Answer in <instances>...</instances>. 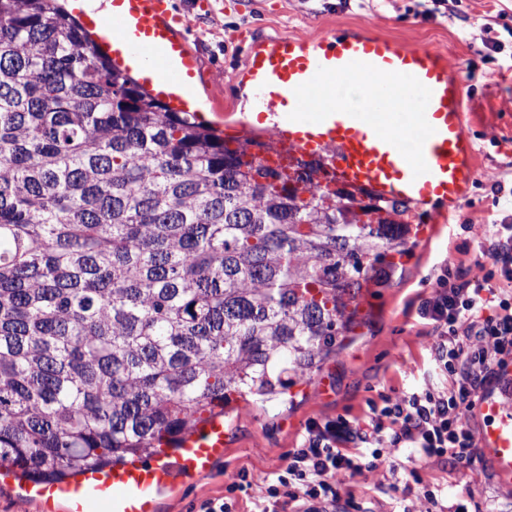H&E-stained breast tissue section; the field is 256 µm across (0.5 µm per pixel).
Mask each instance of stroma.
Here are the masks:
<instances>
[{
  "label": "stroma",
  "mask_w": 512,
  "mask_h": 512,
  "mask_svg": "<svg viewBox=\"0 0 512 512\" xmlns=\"http://www.w3.org/2000/svg\"><path fill=\"white\" fill-rule=\"evenodd\" d=\"M190 3L175 0L187 17L189 47L212 71L195 88L208 103L207 122L225 129L257 125L254 104L238 80L253 36L329 37L367 24L390 39L447 55L464 86L466 128L479 154L467 197L448 223L432 225V210L424 208L422 242L402 260L392 287L375 290L372 317L354 342L328 360L293 403L257 406L226 422L223 458L177 492L161 495L156 512H194L202 499L225 495L240 468L259 483L285 469L310 420L366 417L368 400L381 396L401 401L429 369L433 339L416 319L418 297L431 293L442 261L467 267L483 261L484 225L496 210L491 186L512 182V156L499 150L501 140L512 138V0H458L454 10L428 18L415 15L417 0H212L209 15L195 13ZM490 37L501 41L500 52L486 48ZM380 454L378 466L336 474L342 494L353 495L362 512H430L427 486L440 488L452 504L469 495L491 512H512V484L498 482L489 465L447 467L408 448Z\"/></svg>",
  "instance_id": "1"
}]
</instances>
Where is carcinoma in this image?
Instances as JSON below:
<instances>
[{
  "mask_svg": "<svg viewBox=\"0 0 512 512\" xmlns=\"http://www.w3.org/2000/svg\"><path fill=\"white\" fill-rule=\"evenodd\" d=\"M57 0H0V464L51 483L309 385L417 205L243 159Z\"/></svg>",
  "mask_w": 512,
  "mask_h": 512,
  "instance_id": "carcinoma-1",
  "label": "carcinoma"
}]
</instances>
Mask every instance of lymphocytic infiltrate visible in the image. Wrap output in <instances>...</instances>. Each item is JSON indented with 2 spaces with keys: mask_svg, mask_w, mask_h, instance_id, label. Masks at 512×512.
Here are the masks:
<instances>
[{
  "mask_svg": "<svg viewBox=\"0 0 512 512\" xmlns=\"http://www.w3.org/2000/svg\"><path fill=\"white\" fill-rule=\"evenodd\" d=\"M484 238L494 267L470 276L463 265L442 262L418 316L433 336L431 372L398 403L372 406L368 420L338 417L310 421L286 469L255 486L248 469L233 485L236 497L200 502L197 512H352L336 474L377 466L380 449L410 448L454 464L477 455L474 431L465 423L480 392L492 387L496 366L512 360V221L489 215Z\"/></svg>",
  "mask_w": 512,
  "mask_h": 512,
  "instance_id": "obj_1",
  "label": "lymphocytic infiltrate"
}]
</instances>
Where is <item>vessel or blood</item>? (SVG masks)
<instances>
[{
    "label": "vessel or blood",
    "mask_w": 512,
    "mask_h": 512,
    "mask_svg": "<svg viewBox=\"0 0 512 512\" xmlns=\"http://www.w3.org/2000/svg\"><path fill=\"white\" fill-rule=\"evenodd\" d=\"M110 18L83 14L123 72H137L144 87L176 112L201 109L196 82L205 74L184 35L185 18L174 0H109ZM376 77L362 106L312 108L307 93L320 77ZM243 81L253 88L259 120H270L276 142L259 163L282 159L314 173L319 187L365 188L376 196L435 204L433 221L444 224L466 197L474 177L476 150L462 110L463 87L445 54L406 47L358 28L336 40L279 35L252 42ZM402 82L422 95L413 117L422 131L412 153L400 145L401 113L392 111L389 89ZM494 387L481 393L477 453L495 477L512 483V362L496 370ZM224 424L214 419L189 435L177 453L154 449L103 470H89L61 483L37 486L33 497L61 502L67 512H154L157 494L208 472L224 455Z\"/></svg>",
    "instance_id": "obj_1"
}]
</instances>
